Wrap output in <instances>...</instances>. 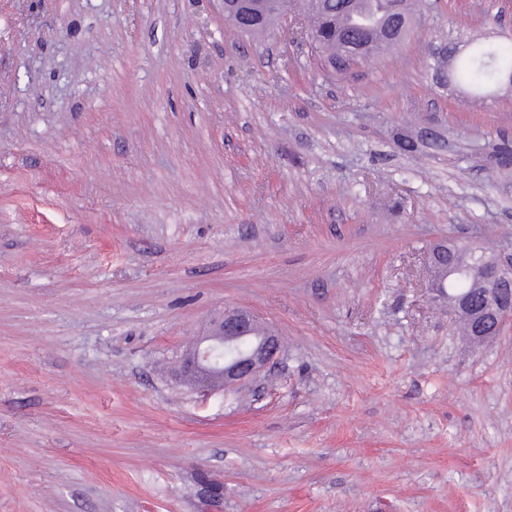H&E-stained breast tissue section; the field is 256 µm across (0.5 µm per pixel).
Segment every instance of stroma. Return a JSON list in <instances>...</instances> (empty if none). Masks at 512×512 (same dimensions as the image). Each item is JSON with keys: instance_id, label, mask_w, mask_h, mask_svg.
Instances as JSON below:
<instances>
[{"instance_id": "obj_1", "label": "stroma", "mask_w": 512, "mask_h": 512, "mask_svg": "<svg viewBox=\"0 0 512 512\" xmlns=\"http://www.w3.org/2000/svg\"><path fill=\"white\" fill-rule=\"evenodd\" d=\"M432 2L335 72L218 0H0V512H512V324L473 344L427 263L512 261V88L427 62L512 0ZM237 307L278 362L179 382Z\"/></svg>"}]
</instances>
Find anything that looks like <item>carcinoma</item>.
<instances>
[{
    "label": "carcinoma",
    "instance_id": "cac0c4a2",
    "mask_svg": "<svg viewBox=\"0 0 512 512\" xmlns=\"http://www.w3.org/2000/svg\"><path fill=\"white\" fill-rule=\"evenodd\" d=\"M344 4L345 0H325L321 9L311 10L315 43L329 52L330 65L339 71L387 52L380 45V30L398 24L392 0H367L357 9ZM430 57L434 71L451 68L450 79L477 97L490 95L502 76L512 73V44L477 43L459 58L454 48L441 44Z\"/></svg>",
    "mask_w": 512,
    "mask_h": 512
}]
</instances>
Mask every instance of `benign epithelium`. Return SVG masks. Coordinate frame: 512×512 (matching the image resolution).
Segmentation results:
<instances>
[{
    "mask_svg": "<svg viewBox=\"0 0 512 512\" xmlns=\"http://www.w3.org/2000/svg\"><path fill=\"white\" fill-rule=\"evenodd\" d=\"M219 2L225 20L236 23L245 0ZM455 255L446 244L430 250L431 291L437 296L446 295L449 286L465 282L466 291L454 295V313L467 319L473 340L493 338L512 319V263H504L483 250L470 252L463 263ZM281 350L280 336L272 328L261 326L250 310H228L186 352L181 373L199 391H208L217 383L234 388L258 378L278 360Z\"/></svg>",
    "mask_w": 512,
    "mask_h": 512,
    "instance_id": "benign-epithelium-1",
    "label": "benign epithelium"
}]
</instances>
